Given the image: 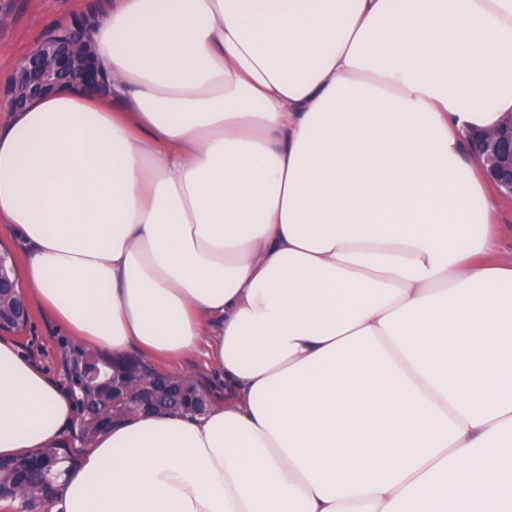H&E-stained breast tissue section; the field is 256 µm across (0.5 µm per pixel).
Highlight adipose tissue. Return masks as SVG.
I'll list each match as a JSON object with an SVG mask.
<instances>
[{
    "mask_svg": "<svg viewBox=\"0 0 512 512\" xmlns=\"http://www.w3.org/2000/svg\"><path fill=\"white\" fill-rule=\"evenodd\" d=\"M107 93L0 106V238L88 351L224 401L92 438L54 512H512V262L470 134L512 0H109ZM68 391L0 339V458Z\"/></svg>",
    "mask_w": 512,
    "mask_h": 512,
    "instance_id": "ef3b65f1",
    "label": "adipose tissue"
}]
</instances>
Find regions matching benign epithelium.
I'll return each instance as SVG.
<instances>
[{"mask_svg":"<svg viewBox=\"0 0 512 512\" xmlns=\"http://www.w3.org/2000/svg\"><path fill=\"white\" fill-rule=\"evenodd\" d=\"M66 26L74 35L41 38L19 61L6 84L0 85V98L19 108L61 87L104 89L91 44L83 35L87 29L86 19L73 17ZM481 150L492 163L494 182L512 194V146L506 147L496 138L487 137Z\"/></svg>","mask_w":512,"mask_h":512,"instance_id":"7a95c632","label":"benign epithelium"}]
</instances>
